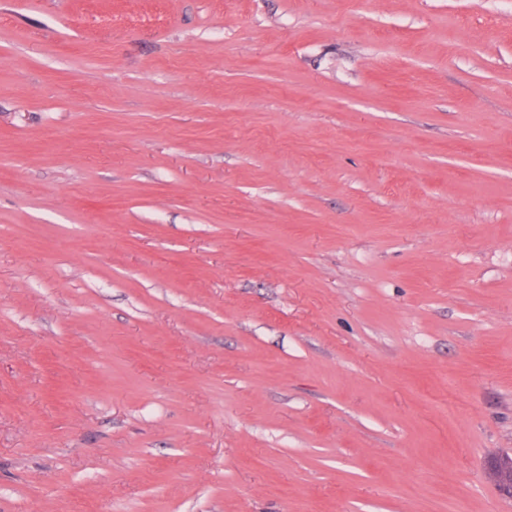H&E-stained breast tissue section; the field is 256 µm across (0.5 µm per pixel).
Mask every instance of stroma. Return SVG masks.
<instances>
[{"mask_svg": "<svg viewBox=\"0 0 512 512\" xmlns=\"http://www.w3.org/2000/svg\"><path fill=\"white\" fill-rule=\"evenodd\" d=\"M512 0H0V512H512Z\"/></svg>", "mask_w": 512, "mask_h": 512, "instance_id": "stroma-1", "label": "stroma"}]
</instances>
